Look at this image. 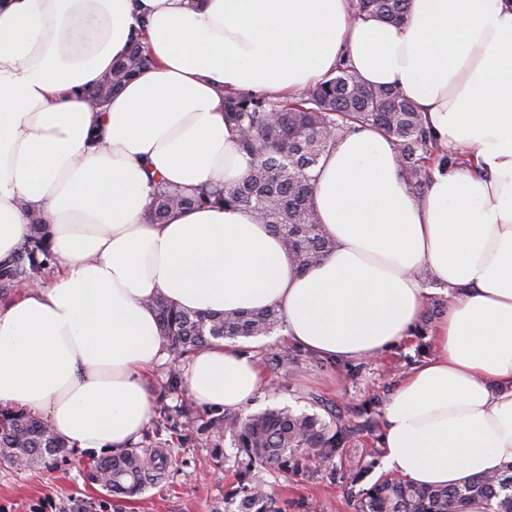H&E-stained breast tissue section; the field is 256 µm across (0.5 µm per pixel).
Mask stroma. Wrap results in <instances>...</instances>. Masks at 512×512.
Wrapping results in <instances>:
<instances>
[{"label":"stroma","mask_w":512,"mask_h":512,"mask_svg":"<svg viewBox=\"0 0 512 512\" xmlns=\"http://www.w3.org/2000/svg\"><path fill=\"white\" fill-rule=\"evenodd\" d=\"M420 344L415 335L380 356L344 360L291 346L280 328L247 339L245 350L267 385L242 407V414L288 410L346 425L367 408L373 419L371 428L353 434L322 468L304 460L295 469H257V481L274 496L279 512H358L362 490L390 478L380 445L384 406L409 367L426 360ZM289 349L296 366L278 364V356ZM172 366V360H164L147 378L154 411H165L170 420L163 431L150 425L145 432L159 435L175 454L158 484L132 498L113 497L87 478L93 455L68 448L36 467L0 459V512H239L231 490L247 458L231 434L206 430L211 411L194 403L185 383L171 385ZM357 468L364 478L353 486L348 474Z\"/></svg>","instance_id":"obj_1"}]
</instances>
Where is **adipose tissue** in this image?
Returning a JSON list of instances; mask_svg holds the SVG:
<instances>
[{"label": "adipose tissue", "mask_w": 512, "mask_h": 512, "mask_svg": "<svg viewBox=\"0 0 512 512\" xmlns=\"http://www.w3.org/2000/svg\"><path fill=\"white\" fill-rule=\"evenodd\" d=\"M138 39L152 65L92 109L87 89ZM343 60L399 87L472 164L435 168L417 198L381 135L345 133L315 171L336 248L302 273L243 210L145 221L155 181L246 173L225 93H295ZM36 218L54 271L0 301V406L68 448L120 451L149 423L145 375L167 356L157 294L194 311L275 306L293 343L366 358L412 336L427 269L448 308L434 356L386 404L385 467L445 487L512 464V0H409L398 25L357 18L355 0H0V263ZM186 386L238 409L263 378L218 341L189 358Z\"/></svg>", "instance_id": "adipose-tissue-1"}]
</instances>
